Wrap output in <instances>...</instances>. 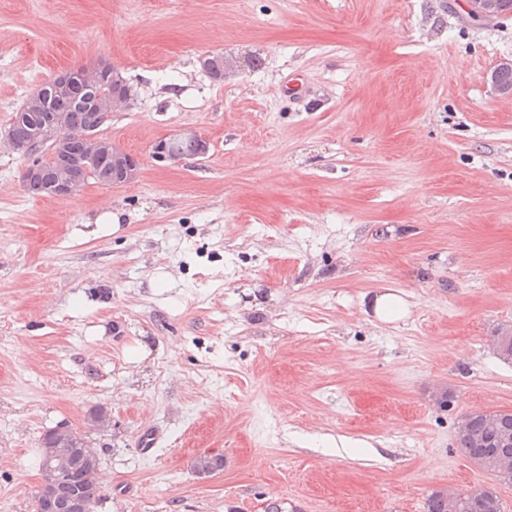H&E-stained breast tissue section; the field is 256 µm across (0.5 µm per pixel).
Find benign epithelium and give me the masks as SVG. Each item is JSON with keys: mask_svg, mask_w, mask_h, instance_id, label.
<instances>
[{"mask_svg": "<svg viewBox=\"0 0 512 512\" xmlns=\"http://www.w3.org/2000/svg\"><path fill=\"white\" fill-rule=\"evenodd\" d=\"M472 15L480 19H493L512 15V0H469ZM74 74L63 71L57 74L48 86L60 96L59 107L68 106V99L60 95V90L71 84ZM132 88H118L103 99L99 119L106 122L112 112L125 107L132 100ZM9 145L19 154L35 157L24 169L26 190L40 196L48 193L54 197L67 199L77 194L86 184L85 172L92 167H104L112 163V184L121 185L133 181L139 171V161L118 144H109V140L87 128L60 125L49 135L53 142L45 164L38 159L40 144H25L12 133H6ZM179 140L197 143V155L204 156L209 151V143L194 131L187 130L171 138H164L152 146V158L165 163L176 159V144ZM493 346L500 359L512 363V329L500 331L493 338ZM512 414V410H490L466 415L458 426L457 446H468L473 438V421H482L486 433L481 444L490 449L487 454V466L490 472L500 476L512 474V433L504 426L503 418ZM99 458L73 429L62 426L48 431L42 439V477L43 483L35 496L38 512H92L98 500L97 487L83 479V472L98 471Z\"/></svg>", "mask_w": 512, "mask_h": 512, "instance_id": "7a95c632", "label": "benign epithelium"}]
</instances>
